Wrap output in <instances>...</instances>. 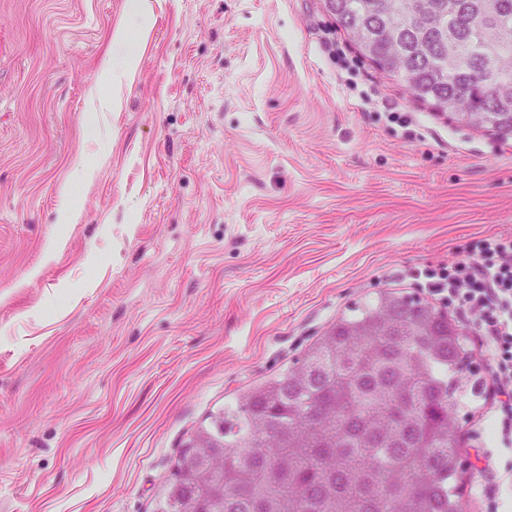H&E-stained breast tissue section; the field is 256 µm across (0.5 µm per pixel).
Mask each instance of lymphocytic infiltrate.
<instances>
[{
    "label": "lymphocytic infiltrate",
    "mask_w": 512,
    "mask_h": 512,
    "mask_svg": "<svg viewBox=\"0 0 512 512\" xmlns=\"http://www.w3.org/2000/svg\"><path fill=\"white\" fill-rule=\"evenodd\" d=\"M430 292L448 304L479 339L490 375L484 390L496 413L502 441L512 440V235L468 240L455 261L423 270Z\"/></svg>",
    "instance_id": "1"
}]
</instances>
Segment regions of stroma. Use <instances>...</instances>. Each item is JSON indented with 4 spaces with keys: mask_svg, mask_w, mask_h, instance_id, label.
<instances>
[{
    "mask_svg": "<svg viewBox=\"0 0 512 512\" xmlns=\"http://www.w3.org/2000/svg\"><path fill=\"white\" fill-rule=\"evenodd\" d=\"M129 2L0 0V512H156L211 413L512 234V138L410 100L323 0Z\"/></svg>",
    "mask_w": 512,
    "mask_h": 512,
    "instance_id": "stroma-1",
    "label": "stroma"
}]
</instances>
